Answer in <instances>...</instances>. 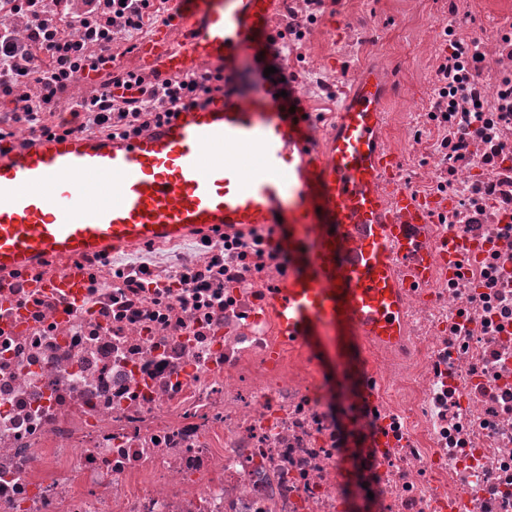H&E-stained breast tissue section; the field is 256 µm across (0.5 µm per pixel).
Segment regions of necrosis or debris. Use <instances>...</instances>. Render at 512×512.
I'll return each instance as SVG.
<instances>
[{"instance_id":"obj_1","label":"necrosis or debris","mask_w":512,"mask_h":512,"mask_svg":"<svg viewBox=\"0 0 512 512\" xmlns=\"http://www.w3.org/2000/svg\"><path fill=\"white\" fill-rule=\"evenodd\" d=\"M0 0V137L99 125L80 79L172 0ZM327 0H281L286 71L323 146L358 79L315 64ZM324 45L387 88L383 143L431 207L399 278L405 334L360 340L349 390L280 336L265 224L0 274V512H512V0H424L426 92L376 15ZM79 285L67 287L69 274Z\"/></svg>"}]
</instances>
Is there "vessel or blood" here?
<instances>
[{"instance_id": "1", "label": "vessel or blood", "mask_w": 512, "mask_h": 512, "mask_svg": "<svg viewBox=\"0 0 512 512\" xmlns=\"http://www.w3.org/2000/svg\"><path fill=\"white\" fill-rule=\"evenodd\" d=\"M279 0H173L130 57L164 81L200 65L233 81L240 57L259 61ZM282 82L211 101L129 136L54 134L0 146V271L43 257H79L197 232L272 224L288 234L296 266L274 289L282 336L401 333L390 255L410 256L426 203L399 192L391 218L378 195L396 162L382 147L385 89L364 70L324 151L307 141ZM357 239L346 252L349 239Z\"/></svg>"}]
</instances>
